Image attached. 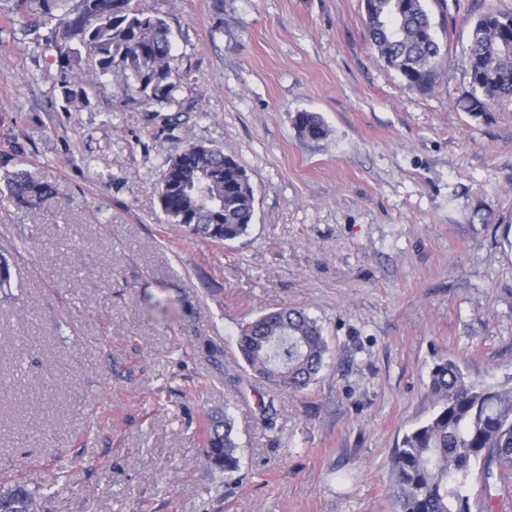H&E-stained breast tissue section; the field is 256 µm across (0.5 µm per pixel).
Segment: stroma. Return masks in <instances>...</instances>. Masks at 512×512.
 <instances>
[{
	"instance_id": "stroma-1",
	"label": "stroma",
	"mask_w": 512,
	"mask_h": 512,
	"mask_svg": "<svg viewBox=\"0 0 512 512\" xmlns=\"http://www.w3.org/2000/svg\"><path fill=\"white\" fill-rule=\"evenodd\" d=\"M142 4L192 86L175 120L125 104L113 77L65 107L53 50L32 54L0 10V172L20 159L57 189L0 207V487L24 482L42 512H393L390 458L432 413L434 364L512 386V102L465 109L482 0H426L427 93L378 57L363 0ZM300 112L327 137H302ZM193 144L250 177L236 241L165 221V163ZM284 306L318 321L326 368L296 393L235 391L239 326ZM222 409L230 475L202 456Z\"/></svg>"
}]
</instances>
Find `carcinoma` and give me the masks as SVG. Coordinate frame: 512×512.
<instances>
[{
	"label": "carcinoma",
	"instance_id": "1",
	"mask_svg": "<svg viewBox=\"0 0 512 512\" xmlns=\"http://www.w3.org/2000/svg\"><path fill=\"white\" fill-rule=\"evenodd\" d=\"M10 11L29 31H48L34 49L52 48L53 90L73 106L88 100L97 81L118 76L126 103L160 112L178 103L188 83L170 66L171 30L159 12L139 0H11ZM370 43L408 85L433 88L440 46L424 0H364ZM512 12L493 5L470 27L464 63L472 92L466 110L474 116L491 102L512 98ZM301 135L321 139L326 127L315 113L299 112ZM7 201L33 207L55 193L23 169L0 175ZM159 202L167 223L189 237L231 242L247 233L254 217V190L238 159L223 149L186 148L166 161ZM236 345L245 372L276 390L308 388L324 368L329 344L317 321L284 307L241 326ZM432 414L407 431L391 459L394 512H492V489L512 485V387L478 383L455 360L430 372ZM234 423L222 411L209 415L204 456L224 473L238 469ZM478 474L480 489L468 481ZM0 512H38L25 487L0 490Z\"/></svg>",
	"mask_w": 512,
	"mask_h": 512
}]
</instances>
